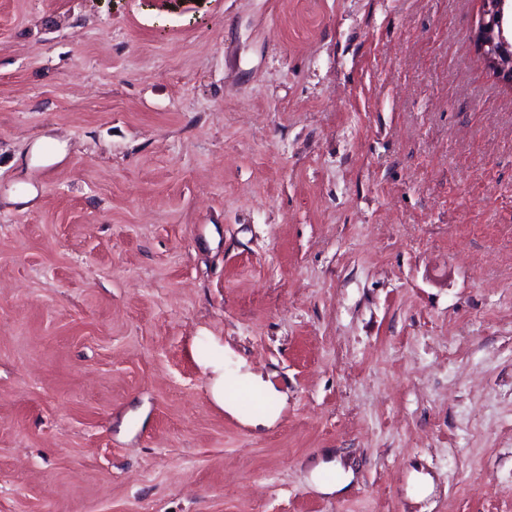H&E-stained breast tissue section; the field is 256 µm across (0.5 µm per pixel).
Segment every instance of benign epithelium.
Returning <instances> with one entry per match:
<instances>
[{
    "label": "benign epithelium",
    "instance_id": "1",
    "mask_svg": "<svg viewBox=\"0 0 512 512\" xmlns=\"http://www.w3.org/2000/svg\"><path fill=\"white\" fill-rule=\"evenodd\" d=\"M484 3L486 19L479 48L494 74L512 86V29L508 28L512 0H484Z\"/></svg>",
    "mask_w": 512,
    "mask_h": 512
}]
</instances>
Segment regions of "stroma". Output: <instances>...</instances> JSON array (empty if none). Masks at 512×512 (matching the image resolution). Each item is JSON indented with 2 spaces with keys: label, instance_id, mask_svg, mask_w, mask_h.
Segmentation results:
<instances>
[{
  "label": "stroma",
  "instance_id": "1",
  "mask_svg": "<svg viewBox=\"0 0 512 512\" xmlns=\"http://www.w3.org/2000/svg\"><path fill=\"white\" fill-rule=\"evenodd\" d=\"M483 19L0 0V512H512ZM216 355L283 395L274 423L213 403Z\"/></svg>",
  "mask_w": 512,
  "mask_h": 512
}]
</instances>
